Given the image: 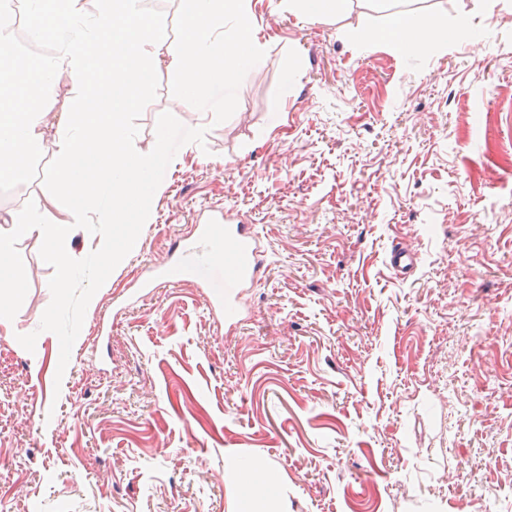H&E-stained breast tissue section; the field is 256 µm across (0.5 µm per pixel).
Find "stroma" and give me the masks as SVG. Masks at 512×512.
I'll return each mask as SVG.
<instances>
[{
  "mask_svg": "<svg viewBox=\"0 0 512 512\" xmlns=\"http://www.w3.org/2000/svg\"><path fill=\"white\" fill-rule=\"evenodd\" d=\"M265 52L238 108L177 99L158 67L138 120L206 128L153 198L140 248L86 310L65 372L34 351L54 270L17 240L16 332L0 331V512H241L239 471L262 464L255 512H512V0H253ZM475 38L410 54L399 13ZM72 226L71 257L102 244L41 179L0 194ZM230 208L266 246L251 315L228 329L194 276L118 302L201 210ZM419 264L393 277L387 256ZM387 264L396 277L407 279L418 265V253L410 246H393L388 254Z\"/></svg>",
  "mask_w": 512,
  "mask_h": 512,
  "instance_id": "1",
  "label": "stroma"
}]
</instances>
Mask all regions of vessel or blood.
I'll return each mask as SVG.
<instances>
[{
  "label": "vessel or blood",
  "mask_w": 512,
  "mask_h": 512,
  "mask_svg": "<svg viewBox=\"0 0 512 512\" xmlns=\"http://www.w3.org/2000/svg\"><path fill=\"white\" fill-rule=\"evenodd\" d=\"M177 248L182 267L201 282H208L209 271L223 272L228 287L212 291L210 311L225 326L241 324L247 311L240 298L263 267L264 249L253 225L236 222L228 209H207L198 217L195 238L180 240ZM387 264L396 277L409 278L418 265V253L410 246L393 247Z\"/></svg>",
  "instance_id": "b4317fda"
}]
</instances>
